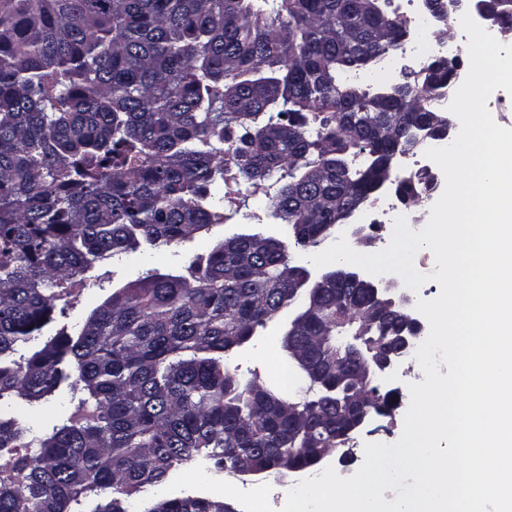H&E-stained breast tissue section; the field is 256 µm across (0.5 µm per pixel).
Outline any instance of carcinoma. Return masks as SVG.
Here are the masks:
<instances>
[{
    "mask_svg": "<svg viewBox=\"0 0 512 512\" xmlns=\"http://www.w3.org/2000/svg\"><path fill=\"white\" fill-rule=\"evenodd\" d=\"M390 0H0V400L39 402L79 368L82 396L38 440L0 417V512H72L100 493L95 512H129V498L164 485L203 453L234 474L242 460L279 476L336 447V428L362 412L336 365L374 372L382 330L360 322L358 350L336 329L364 314L336 289L316 299L304 336L322 386L296 401L225 363L257 330L298 302L283 242L224 238L177 272L126 282L73 333H58L20 363L9 359L52 321L56 303L84 286L94 264L141 244L193 240L229 219L210 189L276 177L274 216L294 244L317 247L345 222L352 197L370 204L405 146L442 140L448 89L461 73L440 59L402 83L372 88L351 75L396 54L410 31ZM512 39V0H493ZM421 172L400 191L429 195ZM330 203L309 209L310 195ZM292 403L307 418L288 420ZM147 512H224L186 496Z\"/></svg>",
    "mask_w": 512,
    "mask_h": 512,
    "instance_id": "1",
    "label": "carcinoma"
}]
</instances>
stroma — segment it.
I'll return each instance as SVG.
<instances>
[{"instance_id":"obj_1","label":"stroma","mask_w":512,"mask_h":512,"mask_svg":"<svg viewBox=\"0 0 512 512\" xmlns=\"http://www.w3.org/2000/svg\"><path fill=\"white\" fill-rule=\"evenodd\" d=\"M235 233L276 236L288 245L296 265L305 267L309 264L307 250L295 246L290 229L273 216L264 190L259 189L249 194L245 206L240 207L231 220L213 225L206 234L194 241L167 247L144 245L137 251L95 265L85 274L80 297L70 301L63 312L55 313L49 326L50 333L74 327L86 317L92 304L103 301L125 282L144 276L152 269L162 272L179 269L197 253ZM280 338V330H258L243 349L230 355L229 361L240 381L256 378L291 399H303L308 394V385L282 351ZM413 380L407 364H400L392 375L393 386L400 390L399 409L392 411L389 416L376 418L355 433L353 446L338 447L328 458L326 466H332L340 476H351L363 462L362 457L352 454V447L360 448L368 442H397L403 431L404 410L410 403L407 385ZM76 402V394L70 391L68 384H64L46 403H31L18 398L2 400L0 416L15 419L26 428L28 437L35 438L50 431L53 425L62 423ZM323 468L313 466L281 480L267 477L245 481L214 471L211 462L200 455L174 470L165 487L148 490L141 494L140 500L147 507L160 498L201 496L229 503L236 512H253L252 502L259 498L266 501L267 512H281L292 486L302 479L320 475Z\"/></svg>"}]
</instances>
